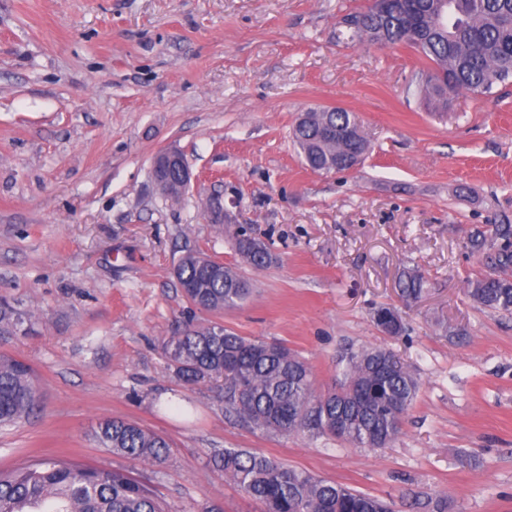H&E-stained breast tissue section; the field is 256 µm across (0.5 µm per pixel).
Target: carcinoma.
I'll list each match as a JSON object with an SVG mask.
<instances>
[{
	"label": "carcinoma",
	"mask_w": 512,
	"mask_h": 512,
	"mask_svg": "<svg viewBox=\"0 0 512 512\" xmlns=\"http://www.w3.org/2000/svg\"><path fill=\"white\" fill-rule=\"evenodd\" d=\"M345 15L340 26L350 42L404 44L422 61L416 91L435 112L448 110L455 96L478 97L512 78V0H386ZM306 165L315 172H345L369 150L358 116L343 108L310 109L292 130ZM484 251L490 273L472 281L468 293L481 308L512 314V224L493 220L469 238ZM236 249L252 267L273 256L260 239L240 230ZM175 277L198 309L222 311L245 301L250 283L224 263L185 254ZM407 304L425 292L416 271L399 280ZM374 322L385 334L403 332L392 308L380 307ZM165 352L177 378L186 384L224 381L226 412L253 428L281 435L315 430L359 448L391 443L417 396L413 372L390 349L372 346L338 359L340 381L315 394L311 370L290 349L241 336L219 323L188 328L171 337ZM37 403L32 368L0 355V426L21 422ZM96 440L131 459L161 463L169 444L137 424L105 419ZM239 489L260 503L262 512H396L386 501L356 491L243 448L214 455ZM0 512H166L165 504L143 484L119 469H100L60 457L44 458L0 471Z\"/></svg>",
	"instance_id": "obj_1"
}]
</instances>
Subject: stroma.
Here are the masks:
<instances>
[{
	"mask_svg": "<svg viewBox=\"0 0 512 512\" xmlns=\"http://www.w3.org/2000/svg\"><path fill=\"white\" fill-rule=\"evenodd\" d=\"M367 3L0 0V298L31 313L0 354L38 386L33 413L0 427V469L65 455L127 471L168 512H261L211 462L244 448L401 512H512V315L469 296L486 265L467 246L488 218L512 221V84L428 110L413 49L337 42ZM313 107L358 115L371 151L357 169L305 165L292 127ZM171 146L195 175L176 202L151 180ZM215 195L236 224L206 219ZM240 225L275 263L243 262ZM189 252L234 268L250 297L190 304L173 273ZM412 268L426 292L407 305ZM380 305L402 335L377 329ZM212 322L287 346L319 393L344 349H391L419 382L400 434L357 448L226 416L223 382L183 384L164 354ZM105 418L164 437L165 462L100 447ZM424 277L416 271L404 273L399 280L400 296L406 304L419 301L425 292Z\"/></svg>",
	"mask_w": 512,
	"mask_h": 512,
	"instance_id": "35a3bbf8",
	"label": "stroma"
}]
</instances>
